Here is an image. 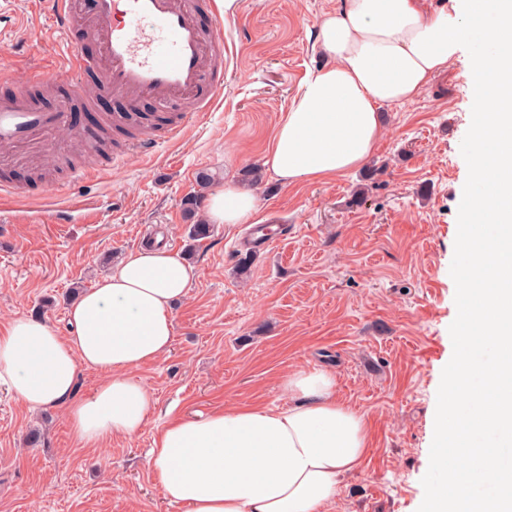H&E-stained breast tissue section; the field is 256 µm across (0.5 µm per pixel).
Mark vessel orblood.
<instances>
[{"instance_id": "obj_1", "label": "vessel or blood", "mask_w": 512, "mask_h": 512, "mask_svg": "<svg viewBox=\"0 0 512 512\" xmlns=\"http://www.w3.org/2000/svg\"><path fill=\"white\" fill-rule=\"evenodd\" d=\"M49 13L65 35H73L82 20V0H46ZM217 14L215 0H96L92 20L97 27L98 53L83 57L70 49L51 74L34 72L36 83L73 81L85 106H92L95 90L80 81L94 77L95 89L122 98L123 112L101 116V128L128 127V108L141 100L191 104V116L209 111L224 86V45L219 31H205L197 16ZM70 100L53 109L37 108L25 95L0 98V153L31 142L40 135H71ZM184 119H163L138 128L125 144L129 153L150 154L178 139Z\"/></svg>"}]
</instances>
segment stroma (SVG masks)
Returning <instances> with one entry per match:
<instances>
[{"label":"stroma","mask_w":512,"mask_h":512,"mask_svg":"<svg viewBox=\"0 0 512 512\" xmlns=\"http://www.w3.org/2000/svg\"><path fill=\"white\" fill-rule=\"evenodd\" d=\"M237 2L219 24L223 93L176 144L111 161L63 141V152L101 170L90 191L95 223L23 220L72 197L71 176L54 164L0 167V182L24 191L0 209V327L34 315L67 333L75 293L159 236L197 268L172 310L170 353L135 372L155 397L135 436L77 447L63 408L31 411L0 390V512H187L165 500L147 464L158 429L174 415L280 406L281 383L299 367L332 371L337 396L367 424V455L328 512H420L434 480L431 415L463 299L455 239L469 181L472 63H457L414 101L384 107L385 131L364 167L285 186L265 172L264 151L308 70L324 64L317 27L343 0ZM0 7L21 19L0 53L13 67L2 96L25 89L67 44L38 0ZM202 171L210 187L197 182ZM225 184L258 195L255 223L295 227L244 275L248 225L187 237L185 199L207 200Z\"/></svg>","instance_id":"stroma-1"}]
</instances>
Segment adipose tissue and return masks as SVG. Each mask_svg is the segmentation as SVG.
<instances>
[{
	"label": "adipose tissue",
	"instance_id": "ef3b65f1",
	"mask_svg": "<svg viewBox=\"0 0 512 512\" xmlns=\"http://www.w3.org/2000/svg\"><path fill=\"white\" fill-rule=\"evenodd\" d=\"M329 65L299 85L263 159L283 185L331 180L362 167L384 132L383 107L414 101L433 77L472 53L470 219L457 241L465 295L454 373L431 427L432 484L422 512H512V0H345L318 25ZM254 192L214 189L205 220L244 224ZM194 266L157 246L137 250L68 310L61 335L16 315L0 333V386L30 409L64 406L72 437L97 448L136 435L154 406L134 370L169 353L172 308ZM104 380L77 394L80 371ZM286 404L174 417L158 430L150 467L189 512H324L340 479L367 453L363 415L336 396V377L304 368L282 382Z\"/></svg>",
	"mask_w": 512,
	"mask_h": 512
}]
</instances>
